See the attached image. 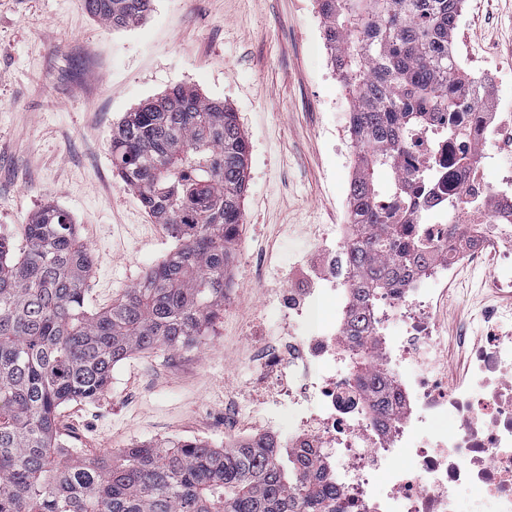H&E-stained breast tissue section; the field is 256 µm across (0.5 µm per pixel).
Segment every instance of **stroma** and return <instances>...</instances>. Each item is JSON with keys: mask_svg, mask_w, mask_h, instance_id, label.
<instances>
[{"mask_svg": "<svg viewBox=\"0 0 512 512\" xmlns=\"http://www.w3.org/2000/svg\"><path fill=\"white\" fill-rule=\"evenodd\" d=\"M318 0H155L132 29L94 19L85 0H0V233L19 236L41 206L74 218L93 258L89 311L111 306L176 241L153 223L112 166L118 122L176 83L236 112L248 140L240 237L281 263L308 253L316 225L346 220L343 199L356 149L339 142L351 100L328 65ZM455 53L486 66L499 96L490 109L512 130V0H465ZM262 292L243 281L239 301L196 345L142 351L118 363L95 400L59 410L70 454L99 457L144 443L224 445V392L245 389L242 334ZM508 308L491 286L453 290L439 324L456 331L480 304Z\"/></svg>", "mask_w": 512, "mask_h": 512, "instance_id": "35a3bbf8", "label": "stroma"}]
</instances>
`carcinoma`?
<instances>
[{
  "mask_svg": "<svg viewBox=\"0 0 512 512\" xmlns=\"http://www.w3.org/2000/svg\"><path fill=\"white\" fill-rule=\"evenodd\" d=\"M154 0H87L113 29L138 25ZM463 0H320L325 40L354 95L352 135L363 148L349 186L355 309L347 322L355 379L384 403L371 313L410 267L407 228L389 224L377 174L403 205L400 157L430 110H455L448 88L473 83L451 62ZM112 164L157 224L180 241L112 307L89 313L93 260L70 214L53 204L0 235V512H346L336 489L291 448L142 444L96 458L69 456L59 407L96 399L134 352L194 343L224 312L248 145L235 113L186 83L126 113Z\"/></svg>",
  "mask_w": 512,
  "mask_h": 512,
  "instance_id": "obj_1",
  "label": "carcinoma"
}]
</instances>
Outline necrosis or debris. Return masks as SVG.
<instances>
[{
	"mask_svg": "<svg viewBox=\"0 0 512 512\" xmlns=\"http://www.w3.org/2000/svg\"><path fill=\"white\" fill-rule=\"evenodd\" d=\"M456 104L432 111L402 160L411 198L403 221L419 227L408 238L427 236L430 248L412 250V268L372 319L387 412H372L346 353L350 226L321 233L286 268L270 253L245 256L255 282L284 278L265 305L289 332L251 336L244 358L255 371L243 399L224 403V443L311 450L318 475L353 512H458L465 497L473 512H512V330L476 338L467 377L435 372L444 342L435 309L449 284L480 271L512 295V176L484 179L497 135L486 97L464 85ZM461 155L471 164L457 165ZM452 210L458 223L446 221ZM250 407L263 418L250 420Z\"/></svg>",
	"mask_w": 512,
	"mask_h": 512,
	"instance_id": "1",
	"label": "necrosis or debris"
}]
</instances>
